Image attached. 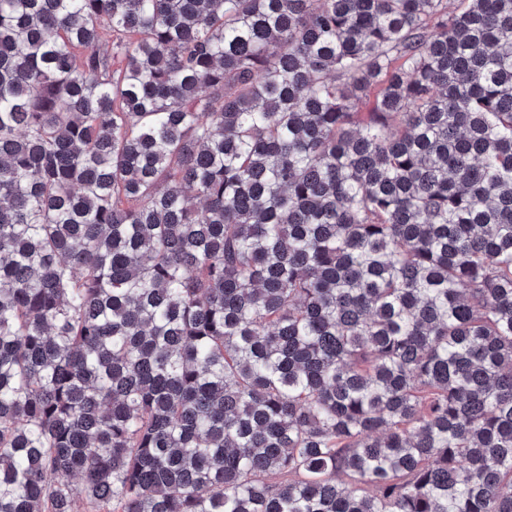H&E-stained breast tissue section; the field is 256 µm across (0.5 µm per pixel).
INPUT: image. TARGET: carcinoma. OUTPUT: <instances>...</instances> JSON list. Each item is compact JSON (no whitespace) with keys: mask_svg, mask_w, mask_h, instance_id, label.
Wrapping results in <instances>:
<instances>
[{"mask_svg":"<svg viewBox=\"0 0 512 512\" xmlns=\"http://www.w3.org/2000/svg\"><path fill=\"white\" fill-rule=\"evenodd\" d=\"M0 0V512H512V0Z\"/></svg>","mask_w":512,"mask_h":512,"instance_id":"cac0c4a2","label":"carcinoma"}]
</instances>
